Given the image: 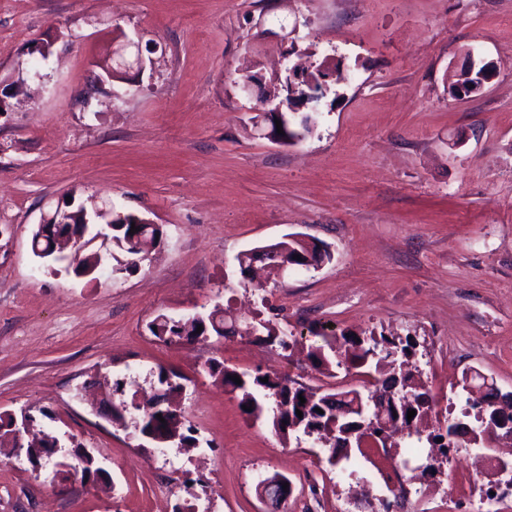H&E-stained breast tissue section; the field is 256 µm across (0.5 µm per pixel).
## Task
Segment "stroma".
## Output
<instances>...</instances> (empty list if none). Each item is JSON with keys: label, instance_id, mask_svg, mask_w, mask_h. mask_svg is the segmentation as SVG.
<instances>
[{"label": "stroma", "instance_id": "obj_1", "mask_svg": "<svg viewBox=\"0 0 512 512\" xmlns=\"http://www.w3.org/2000/svg\"><path fill=\"white\" fill-rule=\"evenodd\" d=\"M127 39L143 71L100 81ZM470 49L494 75L458 100L448 76ZM288 63L342 76L300 107L311 133L280 147L239 83ZM105 200L159 224L161 244L132 274L47 272L37 225ZM287 234L323 242L331 261L243 281L237 255ZM217 306L288 330L290 347L167 344L148 329ZM371 330L414 337L439 405L463 395L452 365L512 394V0H0V413L74 436L112 480L54 489L52 462L37 473L0 448V512H300L309 482L280 502L256 486L310 460L325 512H347L327 450L248 419L207 367L335 392L357 381L314 367L317 334ZM162 368L184 377L197 447L155 451L96 407L92 382L147 393ZM471 469L461 455L423 476L412 512H434L449 471Z\"/></svg>", "mask_w": 512, "mask_h": 512}]
</instances>
